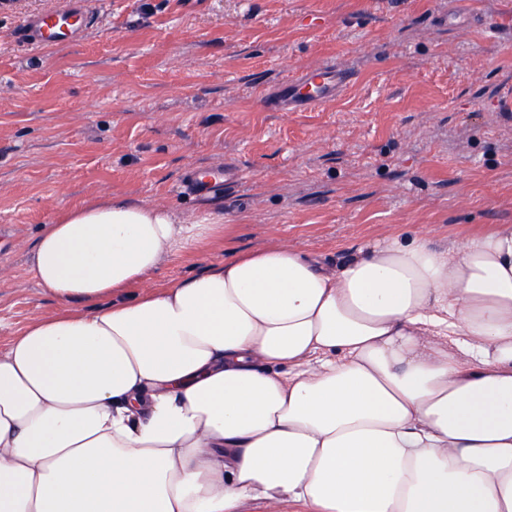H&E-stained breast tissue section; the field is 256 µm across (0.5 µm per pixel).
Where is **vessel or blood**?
I'll list each match as a JSON object with an SVG mask.
<instances>
[{"label":"vessel or blood","instance_id":"b4317fda","mask_svg":"<svg viewBox=\"0 0 512 512\" xmlns=\"http://www.w3.org/2000/svg\"><path fill=\"white\" fill-rule=\"evenodd\" d=\"M93 23L94 17L86 0H70L65 11L28 18L21 36L31 46L48 48L74 40ZM350 79L349 71L336 65H326L274 87L268 98L278 109L303 112L334 101ZM234 178V172L228 167H203L193 170L189 184L195 193L216 194Z\"/></svg>","mask_w":512,"mask_h":512}]
</instances>
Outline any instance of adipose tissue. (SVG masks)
Returning a JSON list of instances; mask_svg holds the SVG:
<instances>
[{
    "label": "adipose tissue",
    "mask_w": 512,
    "mask_h": 512,
    "mask_svg": "<svg viewBox=\"0 0 512 512\" xmlns=\"http://www.w3.org/2000/svg\"><path fill=\"white\" fill-rule=\"evenodd\" d=\"M222 224L109 197L42 225L56 309L0 351V512H512V224L151 287Z\"/></svg>",
    "instance_id": "obj_1"
}]
</instances>
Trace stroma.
<instances>
[{
	"mask_svg": "<svg viewBox=\"0 0 512 512\" xmlns=\"http://www.w3.org/2000/svg\"><path fill=\"white\" fill-rule=\"evenodd\" d=\"M62 6L0 0V347L55 306L28 272L40 226L98 198L223 217L158 288L278 242L336 264L512 224V0H87L72 42L22 43ZM329 63L354 76L334 102L268 107ZM224 164V195L189 193L186 170Z\"/></svg>",
	"mask_w": 512,
	"mask_h": 512,
	"instance_id": "35a3bbf8",
	"label": "stroma"
}]
</instances>
